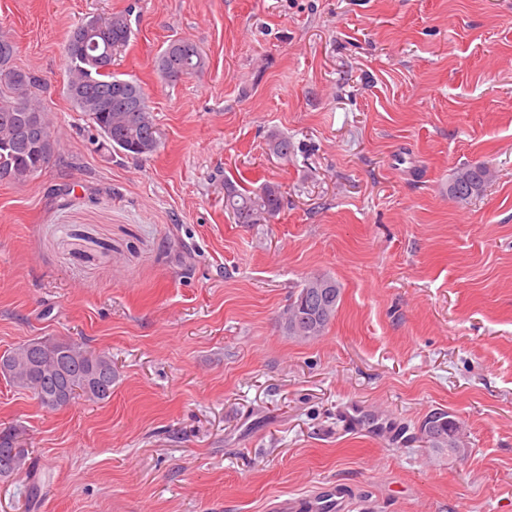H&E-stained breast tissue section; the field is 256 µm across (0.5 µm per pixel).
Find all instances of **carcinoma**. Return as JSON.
<instances>
[{
	"mask_svg": "<svg viewBox=\"0 0 512 512\" xmlns=\"http://www.w3.org/2000/svg\"><path fill=\"white\" fill-rule=\"evenodd\" d=\"M104 24L112 29V55L124 51L134 34L132 11L106 14ZM81 22L71 29L64 42L69 79L66 93L74 108L110 144L112 150L130 158L153 154V127L156 120L147 104L143 87L136 81L117 77L112 62L99 71L93 60L78 52L73 42ZM16 46L0 35V181L23 184L47 166L58 149L54 124L37 93L41 79L14 65ZM207 60L198 46L185 39L170 41L156 58V68L168 82H177L202 72ZM270 154L286 159L291 142L272 133L267 142ZM490 167L462 165L448 184V194L465 202L481 194L492 178ZM279 186L265 184L256 191H240L224 183V210L240 224H256L275 216L282 207ZM341 299V286L330 276L306 280L291 295L283 328L290 336L312 338L322 335L335 317ZM3 356L8 371L0 374L13 386L28 390L45 407L46 397L59 395L62 404L85 397L106 402L112 396V357L94 352L86 344L55 339H31ZM430 429L419 431L430 448L458 447L459 422L448 412L437 409L426 415ZM33 461L29 449L17 450L9 476L29 472Z\"/></svg>",
	"mask_w": 512,
	"mask_h": 512,
	"instance_id": "1",
	"label": "carcinoma"
}]
</instances>
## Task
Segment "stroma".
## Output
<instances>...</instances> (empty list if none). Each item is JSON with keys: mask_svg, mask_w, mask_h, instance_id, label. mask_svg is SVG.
<instances>
[{"mask_svg": "<svg viewBox=\"0 0 512 512\" xmlns=\"http://www.w3.org/2000/svg\"><path fill=\"white\" fill-rule=\"evenodd\" d=\"M126 9L112 70L161 138L140 159L65 94L67 32ZM0 32L61 142L0 182V353L50 336L117 373L107 402L57 409L0 377V428L35 466L0 482V512H277L332 482L346 512H512V0H0ZM173 39L207 66L171 84ZM464 164L494 177L458 203ZM228 179L278 184L280 212L237 223ZM323 275L325 335L288 336ZM351 408L396 435L351 429ZM436 409L467 455L421 442ZM341 299V286L330 276L306 280L291 295L283 328L288 336H321L335 317Z\"/></svg>", "mask_w": 512, "mask_h": 512, "instance_id": "stroma-1", "label": "stroma"}]
</instances>
